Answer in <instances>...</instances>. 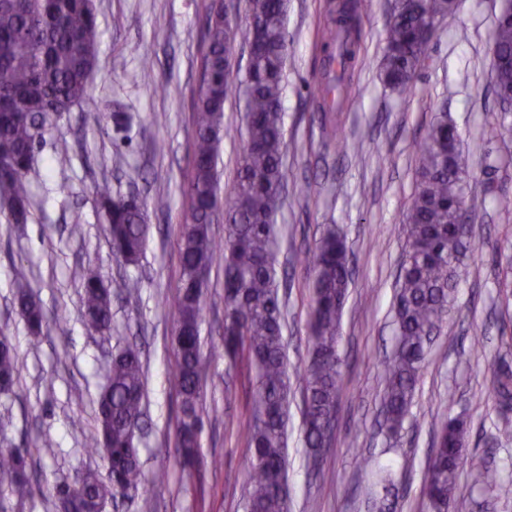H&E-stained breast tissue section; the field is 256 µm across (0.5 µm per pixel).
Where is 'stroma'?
Listing matches in <instances>:
<instances>
[{
    "label": "stroma",
    "instance_id": "1",
    "mask_svg": "<svg viewBox=\"0 0 512 512\" xmlns=\"http://www.w3.org/2000/svg\"><path fill=\"white\" fill-rule=\"evenodd\" d=\"M329 0H289L288 61L282 101L289 179L303 195L285 194L276 215L283 228L277 271L286 301L284 330L290 367L307 363L309 277L298 254L312 247L322 225L347 237L355 269L343 310L339 350L344 380L336 400L331 445L318 464L333 481L316 480L302 431V388L288 400L286 473L291 512H425L423 473L434 430L449 415L467 423L466 448L454 491L457 512H512V497L476 486L472 474L489 468L512 483V407L493 395L494 375L512 370V306L499 300L494 251L512 252V138L496 136L500 120L493 89L490 34L504 0H456L455 28H440L411 88L397 93L380 78L392 0H364V40L342 105L324 115L319 80L325 53L321 30ZM212 0H94L99 32L92 101L52 115L28 177L34 207L26 223L9 222L0 208V330L18 357L12 395H0V446L29 449L32 494L23 502L0 495V512H53L51 489L102 468L85 450L96 420L95 400L117 339L134 340L147 363L145 435L138 444L153 486L104 512H243V437L229 423L243 418V402L224 401V273L212 268L201 352L208 404L201 455L223 458L202 485L186 482L170 450L178 411L173 378V310L180 276L179 231L190 201L195 103L206 50ZM237 31L228 81L243 85L248 66V0H222ZM166 84L159 94L157 84ZM447 112L462 137L461 163L474 202L465 269L450 297V312L427 355L409 415L397 443L379 429L380 362L393 346V301L406 247L404 217L416 191L418 156L436 113ZM245 99L224 104L227 134L220 144V197L229 199L245 145ZM335 121L346 138L337 149L323 130ZM71 150L59 160L55 145ZM138 194L149 231L143 258L133 267L113 255L97 209L99 191ZM100 267L107 288L136 281L139 302L112 300L110 335L89 334L81 318L80 266ZM31 270L33 291L61 325L36 336L12 300L17 268ZM483 332L474 345L473 329ZM52 442L53 454L43 445ZM391 466L396 489L376 492L372 469Z\"/></svg>",
    "mask_w": 512,
    "mask_h": 512
}]
</instances>
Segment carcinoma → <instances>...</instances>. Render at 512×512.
I'll return each mask as SVG.
<instances>
[{
	"mask_svg": "<svg viewBox=\"0 0 512 512\" xmlns=\"http://www.w3.org/2000/svg\"><path fill=\"white\" fill-rule=\"evenodd\" d=\"M360 0L334 5L331 24L322 33L328 59L337 52V35L345 36L346 64L355 59L363 37ZM288 0H256L253 25L263 45L249 61L245 84L246 146L232 199L224 206V239L217 240L209 208L219 196L217 157L224 132V101L231 87L226 66L236 33L224 29V10L212 5L207 21V48L195 106L193 175L185 187L190 213L180 231V280L175 305L174 380L179 409L174 454L191 479L201 465L205 402L200 325L205 303V276L212 265L224 267V359L228 371L249 386V413L238 423L248 454L243 470L248 484L246 512H289L286 485V427L290 375L283 328L285 305L277 285L278 247L274 215L287 174L281 107L286 62ZM453 0H409L389 20L382 60L384 82L408 88L422 66L426 48L422 32L434 25L453 26ZM502 63L494 70L495 91L512 95V13H500L491 35ZM98 62V30L91 0H0V191L7 211L19 224L32 207L27 175L44 125L30 114L49 117L89 102V81ZM348 85L322 75L325 107L336 110V97ZM459 137L439 112L420 145L418 184L406 215L407 245L400 264L394 301V349L383 365V426L396 438L412 404L432 341V332L448 318L450 292L461 273L469 237L461 233L466 216V174L458 157L448 156V142ZM112 252L128 264L143 254L148 224L135 197L99 195ZM302 263L309 271L310 311L307 342L310 358L295 370L303 393L302 425L306 447H328L335 421L336 397L343 382L339 351L342 313L351 283L345 236L336 225L323 227ZM17 314L39 332L53 322L28 289L27 272H16ZM84 288L83 317L89 331H112V292L98 267L79 269ZM17 358L8 337L0 336V392H14ZM145 370L135 343L112 348L107 380L97 398V423L86 437L89 452L108 449L101 470L82 480L56 486V512L85 505L103 512L108 500L133 497L148 489L136 438L144 423ZM493 392L512 402V373L495 375ZM467 432L459 418L445 420L433 440L422 493L428 512H448L459 475ZM28 449L0 448V492L25 498L31 489ZM474 482L511 496L512 483L494 471L476 472Z\"/></svg>",
	"mask_w": 512,
	"mask_h": 512,
	"instance_id": "cac0c4a2",
	"label": "carcinoma"
}]
</instances>
